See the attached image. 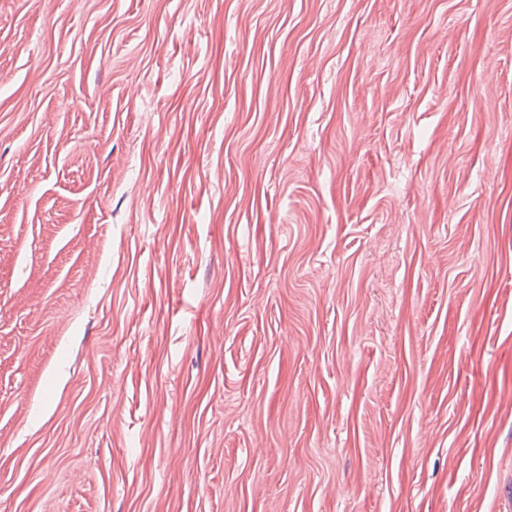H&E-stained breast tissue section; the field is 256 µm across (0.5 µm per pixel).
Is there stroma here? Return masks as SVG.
Returning a JSON list of instances; mask_svg holds the SVG:
<instances>
[{
    "label": "stroma",
    "mask_w": 512,
    "mask_h": 512,
    "mask_svg": "<svg viewBox=\"0 0 512 512\" xmlns=\"http://www.w3.org/2000/svg\"><path fill=\"white\" fill-rule=\"evenodd\" d=\"M512 0H0V512H506Z\"/></svg>",
    "instance_id": "35a3bbf8"
}]
</instances>
